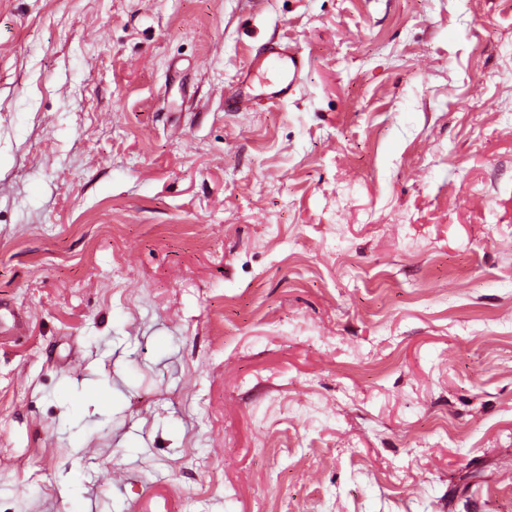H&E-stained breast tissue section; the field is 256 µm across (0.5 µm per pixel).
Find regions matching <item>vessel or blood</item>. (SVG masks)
Segmentation results:
<instances>
[{"mask_svg": "<svg viewBox=\"0 0 512 512\" xmlns=\"http://www.w3.org/2000/svg\"><path fill=\"white\" fill-rule=\"evenodd\" d=\"M306 65L305 57L288 42H269L251 57L236 89L225 95V111H248L259 95L272 102L287 100Z\"/></svg>", "mask_w": 512, "mask_h": 512, "instance_id": "b4317fda", "label": "vessel or blood"}]
</instances>
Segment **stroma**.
Wrapping results in <instances>:
<instances>
[{"label":"stroma","instance_id":"1","mask_svg":"<svg viewBox=\"0 0 512 512\" xmlns=\"http://www.w3.org/2000/svg\"><path fill=\"white\" fill-rule=\"evenodd\" d=\"M0 303V512H512V0H0ZM306 65L305 57L287 41L280 39L269 42L250 58L237 88L225 95V111L250 110L256 98L252 92L256 88L261 90L259 95L269 101L287 100Z\"/></svg>","mask_w":512,"mask_h":512}]
</instances>
